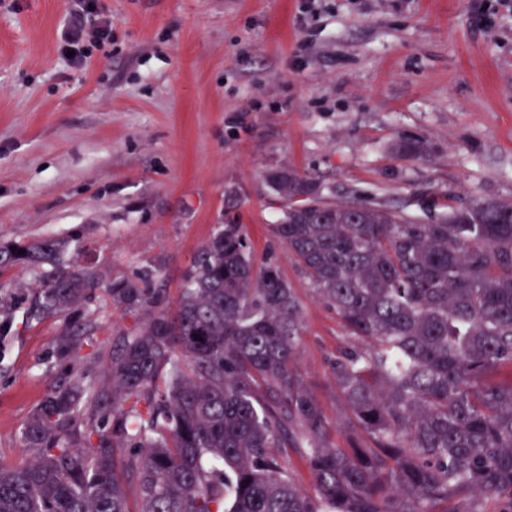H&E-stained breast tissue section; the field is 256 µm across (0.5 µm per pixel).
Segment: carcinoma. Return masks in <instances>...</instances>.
I'll return each instance as SVG.
<instances>
[{
	"label": "carcinoma",
	"instance_id": "obj_1",
	"mask_svg": "<svg viewBox=\"0 0 512 512\" xmlns=\"http://www.w3.org/2000/svg\"><path fill=\"white\" fill-rule=\"evenodd\" d=\"M427 146L400 136L392 151ZM283 244L348 343L329 361L348 447L326 440L297 371L303 308L277 260L227 219L195 252L170 308L151 270L106 286L131 319L106 376L74 373L101 326L100 286L68 243L0 244V267H49L37 303L64 318L59 381L21 431L28 462L0 466V512H512V202L450 206L423 224L336 202L317 178L267 171ZM278 448L306 464L300 488Z\"/></svg>",
	"mask_w": 512,
	"mask_h": 512
}]
</instances>
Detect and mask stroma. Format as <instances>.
<instances>
[{
  "label": "stroma",
  "mask_w": 512,
  "mask_h": 512,
  "mask_svg": "<svg viewBox=\"0 0 512 512\" xmlns=\"http://www.w3.org/2000/svg\"><path fill=\"white\" fill-rule=\"evenodd\" d=\"M80 0H0V243L70 240L103 283L84 309L111 345L127 325L106 283L140 269L176 301L224 193L257 254L303 304L298 369L331 443L347 411L328 358L345 343L287 248L267 170L319 178L336 201L430 223L449 205L512 201V0H100L112 38L82 68L58 54ZM427 152L397 158V135ZM43 271L0 268V465L57 380L58 316L30 310Z\"/></svg>",
  "instance_id": "stroma-1"
}]
</instances>
